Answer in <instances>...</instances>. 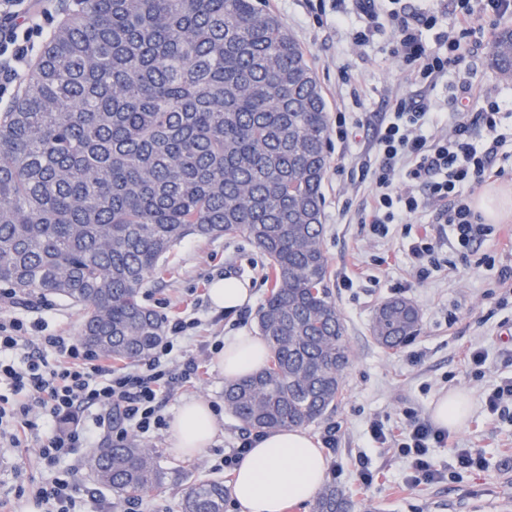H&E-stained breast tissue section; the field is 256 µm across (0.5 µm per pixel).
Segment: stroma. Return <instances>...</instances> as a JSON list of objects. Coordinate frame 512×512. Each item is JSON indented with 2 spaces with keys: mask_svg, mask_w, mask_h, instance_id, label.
<instances>
[{
  "mask_svg": "<svg viewBox=\"0 0 512 512\" xmlns=\"http://www.w3.org/2000/svg\"><path fill=\"white\" fill-rule=\"evenodd\" d=\"M266 7L302 45L330 112L345 113L348 122L361 124L356 138L349 141L329 136V168L322 188L329 293L344 319L350 349L342 400L325 422L308 427L316 437L326 425L339 427L325 482L343 494L349 512H495L503 501L512 500V422L491 413L485 397L512 380V279L502 276L512 269V214L494 223L493 233L475 244L466 259H456L454 251L441 248L438 266L424 279L412 266L410 240L401 227L381 238L361 221L373 192L371 180L362 176V165L371 153L374 126L394 100L405 95L425 98L430 111H446L448 91L462 81L464 69L449 71L432 87L416 85L408 68L389 52V27L372 31L365 44L353 43V33L367 25L353 0L341 6L325 0L320 15L311 11L307 0H266ZM487 56V50H480L466 64L498 88L501 131L507 136L506 173L499 183L512 191V83L501 81L488 67ZM269 270L267 256L245 235L188 237L174 247L164 269L143 288V303L167 320L189 316L200 322L194 337L179 342L172 353L178 361L197 358L200 377L169 399L163 415L171 416L185 398L201 397L215 406L219 424L213 446L193 459L170 452L165 430L141 436V443L154 448L167 474L163 489L143 496L144 512H181V496L191 483L213 478L232 481L233 470H213L215 453L237 447L246 428L224 409L225 381L216 368L212 344L243 329L257 331L258 311L271 290ZM226 275L251 283L254 302L243 314L218 312L210 305L211 282ZM347 277L352 287L344 286ZM394 297L407 298L419 309V331L407 344L385 349L372 336L371 319L375 308ZM0 317H17L28 324L39 321L47 333L75 337L84 311L55 297L22 304L5 300L0 302ZM473 347L487 354L482 366L468 362ZM450 392L464 397L466 414L461 425L449 431L447 445L433 451L446 477L433 484L410 485L406 459L377 447L369 425L377 418L388 428H397L409 410L430 417L433 403ZM459 448L480 451L486 468L458 472ZM362 453L375 472L367 488L361 486L354 466ZM89 454L83 448L62 463L76 471L82 491L96 494L95 500L82 501L83 512H120L122 500L98 486L85 469Z\"/></svg>",
  "mask_w": 512,
  "mask_h": 512,
  "instance_id": "stroma-1",
  "label": "stroma"
}]
</instances>
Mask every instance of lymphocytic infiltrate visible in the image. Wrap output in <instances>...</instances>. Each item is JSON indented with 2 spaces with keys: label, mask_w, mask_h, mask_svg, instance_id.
I'll return each mask as SVG.
<instances>
[{
  "label": "lymphocytic infiltrate",
  "mask_w": 512,
  "mask_h": 512,
  "mask_svg": "<svg viewBox=\"0 0 512 512\" xmlns=\"http://www.w3.org/2000/svg\"><path fill=\"white\" fill-rule=\"evenodd\" d=\"M456 22L443 36L445 55L428 50L423 30L437 19L425 12L400 9L392 16L393 55L411 67L416 82H435L449 67L460 65L464 52L482 46L485 21L512 14V0H455ZM48 0H0V83L23 78L36 56L30 33L45 35L41 18ZM448 126L443 133H424L427 107L415 99H399L393 112L374 130L375 159L363 174L376 192L366 219L375 235L387 236L391 225L424 205L435 208V222L465 249L489 232L472 207L475 188L503 176L495 158L502 143L497 134L501 103L477 71H469L448 98ZM193 321L175 320L171 335L141 366L116 367L72 337L29 338L19 319L0 320V447L22 448L39 463L56 468L93 443L99 432L124 441L128 427L143 434L165 423L162 402L197 379L199 364L171 357L180 335ZM87 414L86 426L64 427L61 419ZM372 439L394 448L410 463L409 483L443 480L432 455L448 439L417 412H406L399 431L370 423ZM79 488L74 470L57 471L49 481L28 478L17 484L14 499L28 498L39 512H77Z\"/></svg>",
  "instance_id": "obj_1"
}]
</instances>
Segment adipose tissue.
Listing matches in <instances>:
<instances>
[{
  "label": "adipose tissue",
  "instance_id": "1",
  "mask_svg": "<svg viewBox=\"0 0 512 512\" xmlns=\"http://www.w3.org/2000/svg\"><path fill=\"white\" fill-rule=\"evenodd\" d=\"M209 298L217 310L230 313L252 303L249 282L233 276L213 280ZM269 350L261 337L243 330L224 342L217 366L225 380L257 372ZM217 416L208 401L184 399L168 423L170 450L194 458L214 441ZM328 459L304 430L282 428L264 432L237 465L231 497L238 512H286L311 501L321 489Z\"/></svg>",
  "mask_w": 512,
  "mask_h": 512
}]
</instances>
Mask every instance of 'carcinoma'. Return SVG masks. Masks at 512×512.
I'll return each mask as SVG.
<instances>
[{
    "label": "carcinoma",
    "instance_id": "obj_1",
    "mask_svg": "<svg viewBox=\"0 0 512 512\" xmlns=\"http://www.w3.org/2000/svg\"><path fill=\"white\" fill-rule=\"evenodd\" d=\"M264 0H66L36 65L0 112V285L85 312L81 340L148 357L164 322L140 299L188 236L246 235L270 260L258 313L270 365L224 386L259 430L336 407L349 347L328 291L322 183L329 116L306 53ZM488 60L512 82V28ZM419 311L380 304L372 335L395 349ZM120 498L164 487L151 449L108 443L86 462ZM224 481L196 482L182 512H224ZM325 488L315 512H346Z\"/></svg>",
    "mask_w": 512,
    "mask_h": 512
}]
</instances>
